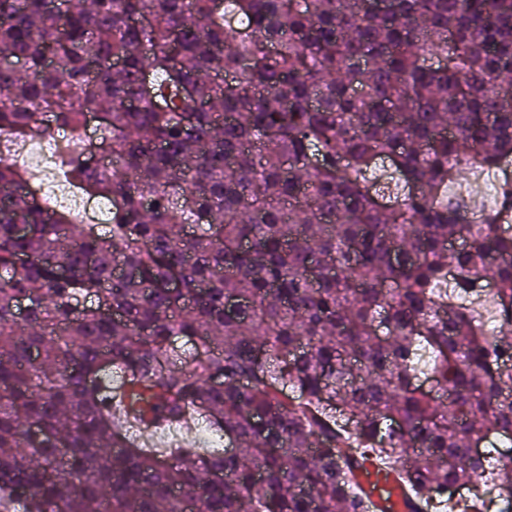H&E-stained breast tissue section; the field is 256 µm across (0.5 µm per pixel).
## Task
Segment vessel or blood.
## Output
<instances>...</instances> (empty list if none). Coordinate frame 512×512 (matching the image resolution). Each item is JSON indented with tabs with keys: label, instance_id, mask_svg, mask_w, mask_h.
<instances>
[{
	"label": "vessel or blood",
	"instance_id": "1",
	"mask_svg": "<svg viewBox=\"0 0 512 512\" xmlns=\"http://www.w3.org/2000/svg\"><path fill=\"white\" fill-rule=\"evenodd\" d=\"M351 476L371 504V512H418L419 501L397 472L387 470L372 456H353Z\"/></svg>",
	"mask_w": 512,
	"mask_h": 512
}]
</instances>
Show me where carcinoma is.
Here are the masks:
<instances>
[{
  "mask_svg": "<svg viewBox=\"0 0 512 512\" xmlns=\"http://www.w3.org/2000/svg\"><path fill=\"white\" fill-rule=\"evenodd\" d=\"M49 2L0 0V136L97 114L57 168L112 220L0 158V512H370L344 448L512 501V193L449 195L512 163V0ZM189 413L231 450L131 433ZM488 288L491 287L484 288L480 294L469 297L467 300L480 309L486 327L491 331V334H494V330L498 326V317L494 307L491 305Z\"/></svg>",
  "mask_w": 512,
  "mask_h": 512,
  "instance_id": "cac0c4a2",
  "label": "carcinoma"
}]
</instances>
